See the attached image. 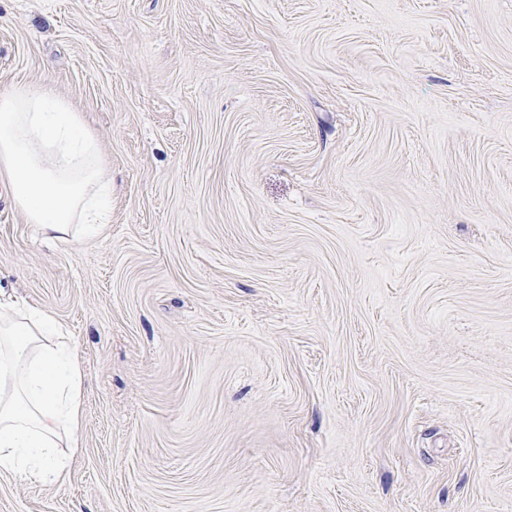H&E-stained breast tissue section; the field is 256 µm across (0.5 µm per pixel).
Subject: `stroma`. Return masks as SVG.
<instances>
[{"mask_svg": "<svg viewBox=\"0 0 512 512\" xmlns=\"http://www.w3.org/2000/svg\"><path fill=\"white\" fill-rule=\"evenodd\" d=\"M112 176L0 300L82 359L68 479L0 512H512V0H0Z\"/></svg>", "mask_w": 512, "mask_h": 512, "instance_id": "1", "label": "stroma"}]
</instances>
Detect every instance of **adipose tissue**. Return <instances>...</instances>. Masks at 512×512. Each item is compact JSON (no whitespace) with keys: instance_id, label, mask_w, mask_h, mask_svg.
Here are the masks:
<instances>
[{"instance_id":"1","label":"adipose tissue","mask_w":512,"mask_h":512,"mask_svg":"<svg viewBox=\"0 0 512 512\" xmlns=\"http://www.w3.org/2000/svg\"><path fill=\"white\" fill-rule=\"evenodd\" d=\"M0 182L27 223L49 239L100 235L112 178L97 136L47 83L0 93ZM57 321L0 304V473L63 483L61 447L77 448L82 368L75 346L54 342Z\"/></svg>"}]
</instances>
